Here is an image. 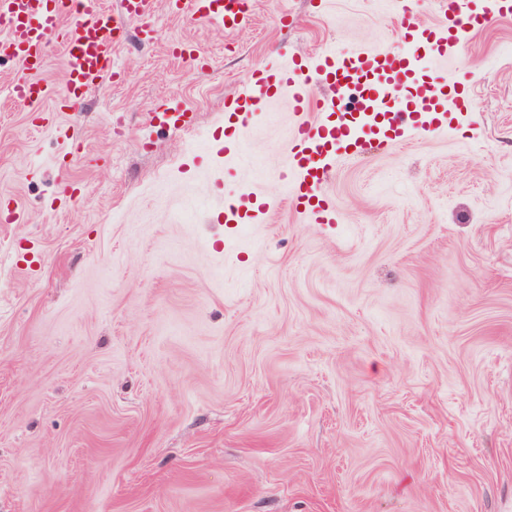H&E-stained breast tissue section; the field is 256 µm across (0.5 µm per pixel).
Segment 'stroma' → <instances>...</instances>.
<instances>
[{
  "mask_svg": "<svg viewBox=\"0 0 512 512\" xmlns=\"http://www.w3.org/2000/svg\"><path fill=\"white\" fill-rule=\"evenodd\" d=\"M252 2L233 33L159 5L47 122L0 64V512H512V16L427 65L468 77L447 135L333 162L328 224L283 194L288 99L206 152L253 69L400 49L401 16ZM250 192L273 210L225 223Z\"/></svg>",
  "mask_w": 512,
  "mask_h": 512,
  "instance_id": "35a3bbf8",
  "label": "stroma"
}]
</instances>
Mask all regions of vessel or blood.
Wrapping results in <instances>:
<instances>
[{"mask_svg": "<svg viewBox=\"0 0 512 512\" xmlns=\"http://www.w3.org/2000/svg\"><path fill=\"white\" fill-rule=\"evenodd\" d=\"M157 0H119V8L109 11L103 0H0V26L7 35L0 39V60L18 62L22 75L9 87L11 99L34 107L42 87L36 79L47 55V34H54L65 48V78L57 97L63 107H71L81 91L114 80L112 55L127 28H135L141 40L153 33ZM173 10L190 23H209L233 31L249 16V0H170ZM436 10L445 15L437 29L424 26L406 14L400 38L404 51L362 49L344 57L334 51L322 52L310 63L292 60L255 69L244 90L225 101L226 124L241 128L266 115V102L288 93L300 119L294 151L290 158L292 178L286 191L295 206L306 211L321 208L319 187L336 153H358V128L368 113L379 112L377 134L411 137L447 131L445 100L459 98L457 85L437 79L412 81L411 76L425 57L447 60L456 55L465 36L485 26L492 17L512 14V0H481L477 13L448 9L447 0H434ZM321 81L328 89L320 99H312L309 87ZM414 90L424 103L423 112L404 106V91Z\"/></svg>", "mask_w": 512, "mask_h": 512, "instance_id": "b4317fda", "label": "vessel or blood"}]
</instances>
